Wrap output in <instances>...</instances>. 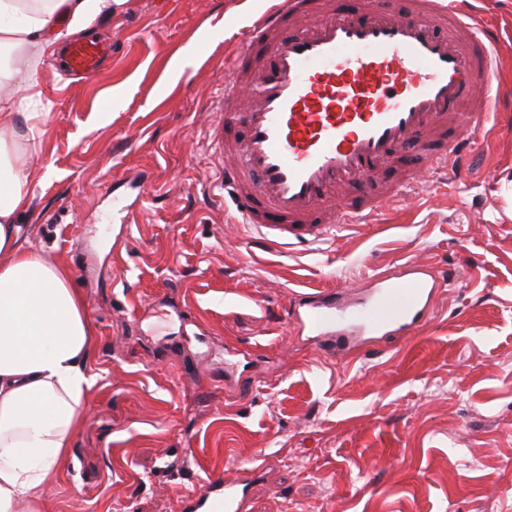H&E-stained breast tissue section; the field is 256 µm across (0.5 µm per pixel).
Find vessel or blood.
I'll use <instances>...</instances> for the list:
<instances>
[{
    "label": "vessel or blood",
    "mask_w": 512,
    "mask_h": 512,
    "mask_svg": "<svg viewBox=\"0 0 512 512\" xmlns=\"http://www.w3.org/2000/svg\"><path fill=\"white\" fill-rule=\"evenodd\" d=\"M498 39L457 0H275L233 52L209 140L242 248L258 239L311 246L331 225L374 223L420 180L411 155L465 179L474 147L448 128L487 87ZM106 57L102 42L76 40L63 65L90 79ZM352 185L360 196L346 195ZM429 296L419 278L377 279L361 301L301 294L295 314L319 342L344 325L393 335L421 317ZM260 470L211 479L184 512H246Z\"/></svg>",
    "instance_id": "obj_1"
}]
</instances>
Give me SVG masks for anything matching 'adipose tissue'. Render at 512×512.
Instances as JSON below:
<instances>
[{"instance_id":"1","label":"adipose tissue","mask_w":512,"mask_h":512,"mask_svg":"<svg viewBox=\"0 0 512 512\" xmlns=\"http://www.w3.org/2000/svg\"><path fill=\"white\" fill-rule=\"evenodd\" d=\"M122 2L0 0V512H50L96 380L94 331L69 265L20 242L52 110L38 67L58 42L114 19Z\"/></svg>"}]
</instances>
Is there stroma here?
I'll return each instance as SVG.
<instances>
[{
  "instance_id": "stroma-1",
  "label": "stroma",
  "mask_w": 512,
  "mask_h": 512,
  "mask_svg": "<svg viewBox=\"0 0 512 512\" xmlns=\"http://www.w3.org/2000/svg\"><path fill=\"white\" fill-rule=\"evenodd\" d=\"M470 2L500 34L471 175L313 247L242 250L211 201L224 59L270 0H125L94 79L44 60L21 236L70 266L97 375L53 512H180L259 456L251 512H512V0ZM410 264L435 288L399 335L333 353L292 316Z\"/></svg>"
}]
</instances>
